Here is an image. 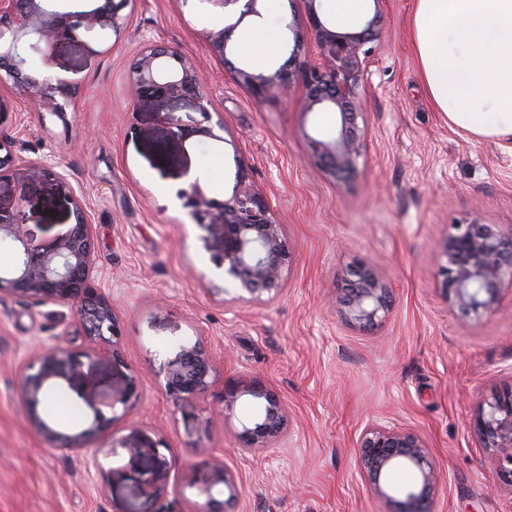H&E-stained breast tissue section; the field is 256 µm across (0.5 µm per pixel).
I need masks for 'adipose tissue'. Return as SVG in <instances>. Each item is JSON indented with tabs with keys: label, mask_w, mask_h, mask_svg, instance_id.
<instances>
[{
	"label": "adipose tissue",
	"mask_w": 512,
	"mask_h": 512,
	"mask_svg": "<svg viewBox=\"0 0 512 512\" xmlns=\"http://www.w3.org/2000/svg\"><path fill=\"white\" fill-rule=\"evenodd\" d=\"M413 48L450 125L479 140L512 136V0H414Z\"/></svg>",
	"instance_id": "adipose-tissue-1"
}]
</instances>
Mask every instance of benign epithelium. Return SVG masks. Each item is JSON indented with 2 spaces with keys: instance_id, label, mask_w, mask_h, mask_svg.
Segmentation results:
<instances>
[{
  "instance_id": "obj_1",
  "label": "benign epithelium",
  "mask_w": 512,
  "mask_h": 512,
  "mask_svg": "<svg viewBox=\"0 0 512 512\" xmlns=\"http://www.w3.org/2000/svg\"><path fill=\"white\" fill-rule=\"evenodd\" d=\"M43 2L0 0V121L8 115L3 86L9 82L23 88L28 99L45 112L63 113L71 102L68 81L41 79L27 71L26 48L53 51L64 42L78 40L81 29L110 30L117 38L126 29V18L120 15L126 0H94L92 8L81 11L50 10ZM238 25L237 21H227L223 28L207 33L215 54L226 56ZM312 27L323 63L303 73L307 109H336L341 117L336 138L318 151L316 163L333 177L345 178L356 171L364 148V132L357 122L355 87L358 73L368 64V51L363 46L373 39L375 22L342 36L328 29L314 14ZM299 52L300 46L295 43L286 64L273 72L238 68L236 77L259 98L271 92L285 93L293 82L291 64ZM206 85L196 65L178 49L153 41L141 47L128 73L132 99L193 95L209 120ZM216 127L224 130L223 116H217L214 127L184 130L177 137L184 141L198 136L224 140L215 133ZM15 174L31 182L54 183L58 196L68 205L70 223L65 232L38 240L27 225L17 220L19 200L11 189ZM246 177L245 168L238 166L232 195L222 204L207 199L195 182L181 195L207 218L201 227L223 237V251L213 257V262L223 269L224 281L233 283L251 300H260L265 295L271 299L278 294L288 266L285 225L272 219L265 199L247 186ZM0 241L9 242L16 255L11 267L0 269V297L75 306L83 334L90 343V349L80 355L57 346L44 347L36 354L20 384L25 418L58 448H87L109 422L100 410H95L87 427L74 434L51 427L38 413L42 398L52 388L70 384L84 365H94L101 347H110L113 362H123L121 324L110 292L97 279L92 228L82 192L52 163L17 162L11 153H5L0 156ZM441 255L446 259L442 268L445 296L464 314L492 311L503 284H512V226L503 231L490 224H459L456 233L442 241ZM344 305L350 320L362 327L376 324L381 313L388 310L389 289L375 264L359 261L350 267ZM211 373V359L201 343L181 344L162 367L165 393L175 404H188L208 390ZM243 396L255 400V413L241 423L238 437L242 448L276 447L278 440L286 436V408L259 380L245 378L225 386L224 410L217 416L225 417ZM139 397V383L129 377L112 388L109 407L120 405L126 411ZM473 428L481 446L495 455L500 477L512 487V389L497 392L486 400ZM161 447V441L133 428L127 435L112 440V447L104 456L117 457L123 450L131 463L142 457L151 460L148 470L135 473L139 485L149 487L167 475V463L159 452ZM357 464L376 495L393 505L392 512H428L439 474L427 461V444L421 435L371 421L358 438ZM397 467L416 469L419 479L393 495L385 478ZM189 485L206 497L203 512H234L235 478L222 457L209 455L204 475ZM225 492L228 497L224 500L215 498Z\"/></svg>"
}]
</instances>
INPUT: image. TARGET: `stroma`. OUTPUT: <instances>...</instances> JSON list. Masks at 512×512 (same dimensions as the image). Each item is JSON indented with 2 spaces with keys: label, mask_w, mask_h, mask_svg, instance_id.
<instances>
[{
  "label": "stroma",
  "mask_w": 512,
  "mask_h": 512,
  "mask_svg": "<svg viewBox=\"0 0 512 512\" xmlns=\"http://www.w3.org/2000/svg\"><path fill=\"white\" fill-rule=\"evenodd\" d=\"M412 0H366L375 19L368 66L358 77L365 148L356 173L338 180L315 163L317 144L335 138L340 115L307 109L302 80L288 94L262 98L224 66L251 65L237 45L227 59L204 33L241 18L266 25L283 47L300 40L296 71L321 61L311 27L339 25L328 0H259L258 16L207 0H129L120 39L81 33L29 71L73 83L64 115L40 111L24 92L5 91L9 116L0 139L15 158L46 160L81 189L92 224L97 272L112 293L124 361L100 359L65 387L71 432L93 419L113 386L136 377L141 395L100 439L136 425L163 443L168 477L139 493L127 457L114 458L105 486L93 484L86 453L56 448L21 415L18 387L39 345L84 351L74 307L0 300V512H195L204 499L188 485L209 454L235 476L236 512H388L356 465L358 435L374 420L420 434L442 480L430 512H512V487L470 430L482 402L512 387V288L492 312L463 315L440 289L446 260L439 243L456 225H512V138L478 140L451 126L431 103L411 48ZM177 48L203 70L224 139L181 141L205 125L192 97L132 100L127 72L143 40ZM101 41L104 54L86 46ZM285 224L289 262L282 289L266 303L236 298L211 262L221 238L200 228L179 190L198 182L221 203L231 197L238 163ZM19 219L40 237L68 221L52 182L13 184ZM376 264L390 306L370 328L350 321L344 275L356 260ZM202 341L214 371L208 391L177 406L160 386V365L180 342ZM251 374L285 403L288 436L248 452L238 430L251 411L241 398L228 423L211 422L227 383Z\"/></svg>",
  "instance_id": "1"
}]
</instances>
